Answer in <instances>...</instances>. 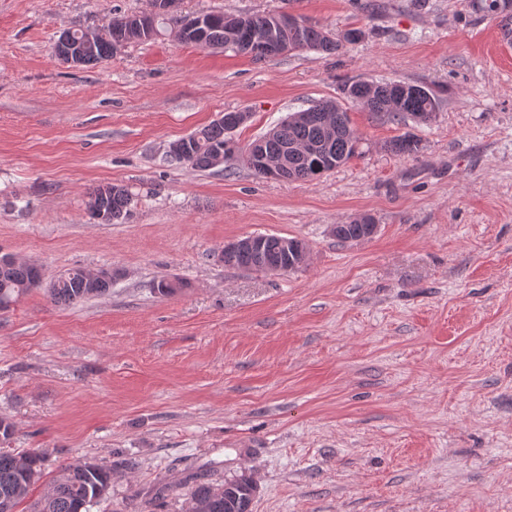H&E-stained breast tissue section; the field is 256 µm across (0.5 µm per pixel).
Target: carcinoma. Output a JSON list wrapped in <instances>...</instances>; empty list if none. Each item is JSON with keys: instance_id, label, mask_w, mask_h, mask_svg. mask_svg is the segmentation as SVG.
Masks as SVG:
<instances>
[{"instance_id": "obj_1", "label": "carcinoma", "mask_w": 512, "mask_h": 512, "mask_svg": "<svg viewBox=\"0 0 512 512\" xmlns=\"http://www.w3.org/2000/svg\"><path fill=\"white\" fill-rule=\"evenodd\" d=\"M158 11L152 23L147 24L137 14L112 18V25L105 36L94 37L88 29L70 31L65 41H57L54 51L65 64L70 57L81 56V66H96L112 58L121 48L136 42L156 39L174 26L183 32L182 42L202 48L224 47L236 53L260 56L249 49L255 38L288 39L292 50L331 52L341 41L358 40L361 31L353 30L355 37L333 38L328 32L310 26L304 21L286 27L283 13L249 15L252 28L238 29L239 15L204 13L196 16L176 17L172 14L174 0H153ZM483 11L502 18L503 39L512 44V0H480ZM395 81L373 83L354 81L344 86L350 100L365 109L393 120L411 117L427 122L437 112L439 104L427 88L408 85L412 93L399 99L394 93ZM227 138L226 125L215 122L182 138V148L189 157L169 154L178 163L198 169L213 167V160L221 153L232 152ZM361 138L351 126L347 112L334 101H320L300 112L288 115L265 142L267 153L275 155L288 151V172L293 180H313L332 171L362 154ZM390 149L396 154H414L418 141L407 135L394 140ZM135 193L122 184L107 183L95 187L88 195L87 214L90 219L99 215L117 224L128 218ZM372 225L359 215L336 225L334 235L341 242L370 238ZM260 250L248 248L221 252L224 265L256 271L266 266L285 263L289 255L285 238L259 234ZM42 282L41 269L11 258L0 259V308H7L21 296ZM113 280L91 278L84 268H73L50 282L47 293L56 305H71L105 294ZM44 477L42 456L36 452L16 453L0 448V512H16V507L29 498L33 487ZM193 483L190 500L201 506L200 512H251L252 487L245 475H235L218 484L202 476H191ZM112 484V468L87 457H78L63 465L49 480L44 493L30 504L29 512H89L91 506L104 499Z\"/></svg>"}]
</instances>
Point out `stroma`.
Returning a JSON list of instances; mask_svg holds the SVG:
<instances>
[{"label": "stroma", "mask_w": 512, "mask_h": 512, "mask_svg": "<svg viewBox=\"0 0 512 512\" xmlns=\"http://www.w3.org/2000/svg\"><path fill=\"white\" fill-rule=\"evenodd\" d=\"M152 0H0V257L124 275L58 306L37 288L0 309V417L46 476L115 470L91 512H186L190 473H247L252 512H512V46L472 0H179L177 15L288 11L360 38L264 61L133 43L74 68L66 29ZM431 89V121L394 122L345 79ZM332 100L363 153L313 181L261 178L240 155L200 170L168 145L227 112L247 147ZM413 136L412 155L392 140ZM130 186L122 224L88 192ZM372 215L367 240L335 225ZM298 238L285 274L224 266L225 244ZM180 282L162 296L160 279ZM163 499H155L158 487Z\"/></svg>", "instance_id": "1"}]
</instances>
